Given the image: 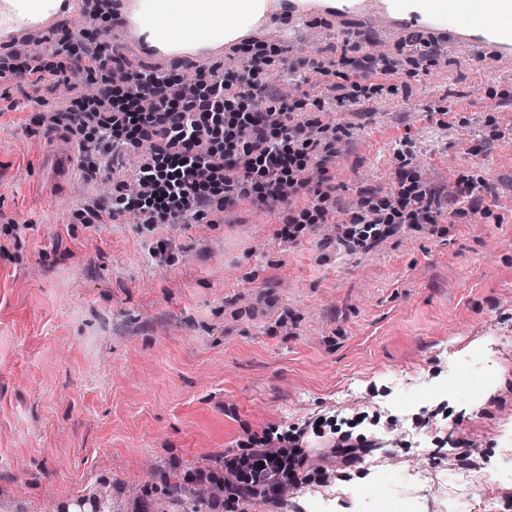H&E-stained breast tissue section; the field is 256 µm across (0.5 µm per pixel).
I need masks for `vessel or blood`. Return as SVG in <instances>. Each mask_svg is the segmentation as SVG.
<instances>
[{"instance_id": "obj_1", "label": "vessel or blood", "mask_w": 512, "mask_h": 512, "mask_svg": "<svg viewBox=\"0 0 512 512\" xmlns=\"http://www.w3.org/2000/svg\"><path fill=\"white\" fill-rule=\"evenodd\" d=\"M108 9L115 17L113 49L159 73L175 62L206 69L231 47L269 36L282 15L293 31L313 14L351 11L450 32L512 56V0H110ZM91 13L90 0H0V44L52 34L61 17Z\"/></svg>"}]
</instances>
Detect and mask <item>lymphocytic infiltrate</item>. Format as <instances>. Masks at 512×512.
Listing matches in <instances>:
<instances>
[{"label": "lymphocytic infiltrate", "instance_id": "obj_1", "mask_svg": "<svg viewBox=\"0 0 512 512\" xmlns=\"http://www.w3.org/2000/svg\"><path fill=\"white\" fill-rule=\"evenodd\" d=\"M241 54L236 68L220 73L156 74L127 67L98 35L71 65L48 63L40 53L20 70L1 62L0 78L20 75L37 88L58 82L68 69L95 82V94L74 91L65 109L40 119L80 132L78 151L92 175L111 174L123 156L148 148L134 173L138 191L114 185L113 215L131 213L142 224H199L245 199L269 204L301 198L304 206L279 231L289 240L298 225L325 223L334 192L328 168L348 129L296 117L300 102L262 78L267 53L245 48ZM290 69L327 83L332 99L314 105L337 112L379 94V87L361 86L372 72H400L394 62L346 56L304 58ZM438 206L434 192L420 182L400 184L395 192L359 200L348 212L351 226L341 242L354 249L380 242L400 224L434 223ZM247 445L248 453L225 455L218 470L193 474L196 484L214 485L223 494L226 512L298 485L312 460H319L318 472L326 476L337 465L356 462L367 448L314 424L269 430L248 438Z\"/></svg>", "mask_w": 512, "mask_h": 512}]
</instances>
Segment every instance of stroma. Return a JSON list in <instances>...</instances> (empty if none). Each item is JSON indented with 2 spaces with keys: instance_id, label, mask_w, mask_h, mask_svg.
Listing matches in <instances>:
<instances>
[{
  "instance_id": "stroma-1",
  "label": "stroma",
  "mask_w": 512,
  "mask_h": 512,
  "mask_svg": "<svg viewBox=\"0 0 512 512\" xmlns=\"http://www.w3.org/2000/svg\"><path fill=\"white\" fill-rule=\"evenodd\" d=\"M85 28L62 19L0 57L68 60ZM430 44L444 65L325 114L353 132L330 173L345 205L396 189L402 171L442 198L472 184L473 198L354 251L322 224L282 240L285 209L248 201L210 224L112 219L96 209L112 178L76 164L60 191L51 130L30 120L62 108L69 84L37 103L0 82V499L175 483L247 437L333 415L360 435L367 400L420 395L431 377L465 391L441 421L459 451L497 455L512 417V58L351 12L312 18L263 77L283 83L289 62L342 48L406 64ZM373 453L389 455L394 487L422 464L424 493L448 466L407 435Z\"/></svg>"
}]
</instances>
